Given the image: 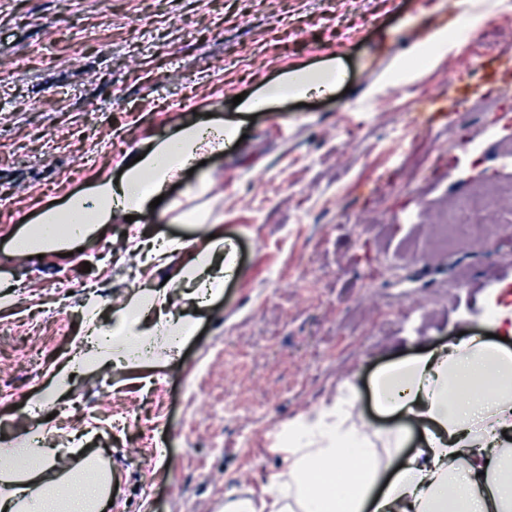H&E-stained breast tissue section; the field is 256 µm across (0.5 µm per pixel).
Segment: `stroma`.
Listing matches in <instances>:
<instances>
[{"label":"stroma","instance_id":"stroma-1","mask_svg":"<svg viewBox=\"0 0 512 512\" xmlns=\"http://www.w3.org/2000/svg\"><path fill=\"white\" fill-rule=\"evenodd\" d=\"M463 10L494 23L457 37ZM436 31L447 47L410 59ZM507 51L512 0H0V445L38 425L56 448L85 433L68 466L104 460L112 512H224L265 497L286 465L272 439L343 383L366 431L415 428L377 412V373L491 332L486 298L512 287V196L482 244L436 235L456 197L512 182V125L487 122L512 104ZM328 64L335 91L307 105L232 103ZM206 118L242 142L171 184L151 219H115L67 257L12 253L9 231ZM192 208L202 223L183 221ZM206 224L223 226L236 274L172 359L77 372L35 409L85 336L88 296L108 326L136 289L163 286L167 269L127 261L135 240L187 242Z\"/></svg>","mask_w":512,"mask_h":512}]
</instances>
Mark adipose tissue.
Masks as SVG:
<instances>
[{"label":"adipose tissue","mask_w":512,"mask_h":512,"mask_svg":"<svg viewBox=\"0 0 512 512\" xmlns=\"http://www.w3.org/2000/svg\"><path fill=\"white\" fill-rule=\"evenodd\" d=\"M330 67L295 69L243 102L246 111L263 109L286 97L328 94L336 88ZM234 129L197 122L182 124L158 141L120 181L100 178L87 192L46 207L36 223L13 238L25 256L62 254L99 235L115 212L140 219L184 167L200 154L219 152ZM219 225L199 239L172 240L156 247L136 244L145 265H174L172 283L189 287L190 305L203 307L224 293V279L235 269L232 247ZM168 288L136 290L112 326V339L76 348L73 362L103 367L154 350H176L187 339L192 315L171 312ZM379 409L404 412L421 434L416 453L405 455V433L393 434L395 453L378 463L370 436L351 420L354 392H346L307 418L288 425V465L271 476L273 489L259 512H288L293 496L299 512H512V350L475 337L448 349L395 362L376 378ZM13 461L29 467L0 472V512H102L109 503L112 477L61 468L62 451L47 447L40 434L11 449Z\"/></svg>","instance_id":"obj_1"}]
</instances>
